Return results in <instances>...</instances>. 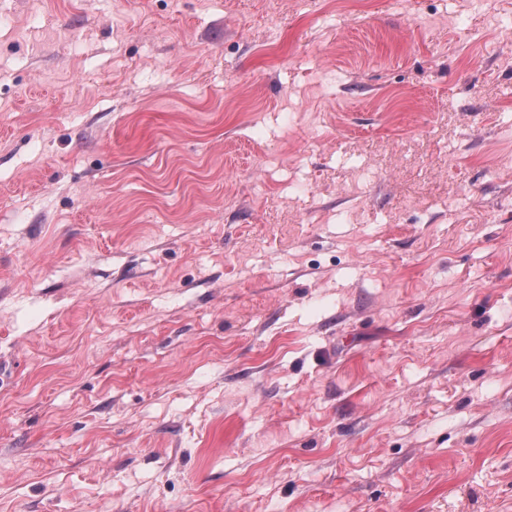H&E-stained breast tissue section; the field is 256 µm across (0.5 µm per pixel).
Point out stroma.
<instances>
[{"mask_svg":"<svg viewBox=\"0 0 512 512\" xmlns=\"http://www.w3.org/2000/svg\"><path fill=\"white\" fill-rule=\"evenodd\" d=\"M0 7V512H512V0Z\"/></svg>","mask_w":512,"mask_h":512,"instance_id":"1","label":"stroma"}]
</instances>
